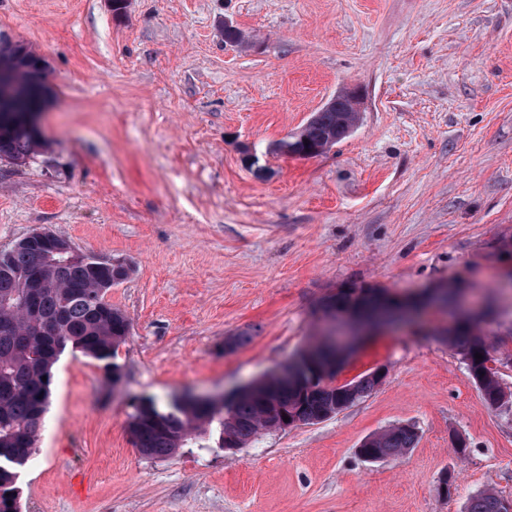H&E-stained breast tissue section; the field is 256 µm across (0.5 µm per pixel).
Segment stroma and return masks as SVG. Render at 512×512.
<instances>
[{
	"label": "stroma",
	"mask_w": 512,
	"mask_h": 512,
	"mask_svg": "<svg viewBox=\"0 0 512 512\" xmlns=\"http://www.w3.org/2000/svg\"><path fill=\"white\" fill-rule=\"evenodd\" d=\"M249 39L224 42V21ZM45 59V147L0 160V250L46 227L127 262L119 385L66 352L53 368L21 512H464L512 497V401L487 406L448 311L360 337L371 395L235 453L141 456L140 401L227 393L288 363L339 288L411 301L446 286L512 392V0H0V38ZM360 120L329 152L274 145L334 95ZM246 334L234 350L227 338ZM413 426L368 462L361 442ZM365 448H359V454L367 455L374 461L397 459L416 447L418 434L409 425H394L389 429L369 437ZM508 499L492 490H485L469 500L466 512H508L504 503Z\"/></svg>",
	"instance_id": "obj_1"
}]
</instances>
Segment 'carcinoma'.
<instances>
[{
  "instance_id": "carcinoma-1",
  "label": "carcinoma",
  "mask_w": 512,
  "mask_h": 512,
  "mask_svg": "<svg viewBox=\"0 0 512 512\" xmlns=\"http://www.w3.org/2000/svg\"><path fill=\"white\" fill-rule=\"evenodd\" d=\"M19 60L17 78L26 79L39 58L23 43L11 45ZM345 112L312 114L299 136L288 141L292 152H310L342 134ZM43 142L32 138L19 124L0 127V159L25 164ZM90 257L68 260L47 259L35 248H19L0 267V512H8V502L17 501L16 468L11 459L24 463L38 451L37 442L51 401L52 369L57 349H71L106 363L117 356L129 336V321L112 304L96 305L89 295L101 284L100 273ZM369 297L356 289L340 290L319 307L324 318L368 304ZM448 342L469 359L470 375L483 401L490 407L512 396L502 387L499 374L488 370L489 346L475 325L458 323ZM482 354V359L475 354ZM379 387L377 380L364 377L347 397L304 376L296 389L281 386L275 379L258 382L252 393L235 403L200 410L174 402L161 407L149 404L152 413L164 419L157 428L131 414L129 434L136 450L151 459H165L197 440L213 438L220 448L239 449L262 432L272 431L278 415L294 412L306 425L338 414ZM418 434L409 425H394L370 437L358 452L376 461L396 459L416 447ZM507 498L485 490L469 500L466 512H506Z\"/></svg>"
}]
</instances>
